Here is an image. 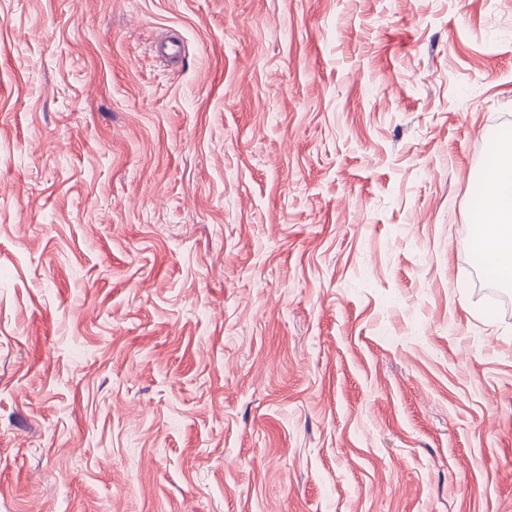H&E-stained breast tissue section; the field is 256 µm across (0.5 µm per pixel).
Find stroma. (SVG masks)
Instances as JSON below:
<instances>
[{"instance_id":"1","label":"stroma","mask_w":512,"mask_h":512,"mask_svg":"<svg viewBox=\"0 0 512 512\" xmlns=\"http://www.w3.org/2000/svg\"><path fill=\"white\" fill-rule=\"evenodd\" d=\"M510 127L512 0H0V512H512ZM480 208L474 222L476 248L489 272L512 280V132L498 141L479 185Z\"/></svg>"}]
</instances>
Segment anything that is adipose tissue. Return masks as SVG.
I'll return each mask as SVG.
<instances>
[{"label":"adipose tissue","instance_id":"adipose-tissue-1","mask_svg":"<svg viewBox=\"0 0 512 512\" xmlns=\"http://www.w3.org/2000/svg\"><path fill=\"white\" fill-rule=\"evenodd\" d=\"M480 208L474 222L476 248L489 272L512 280V132L492 148L479 185Z\"/></svg>","mask_w":512,"mask_h":512}]
</instances>
